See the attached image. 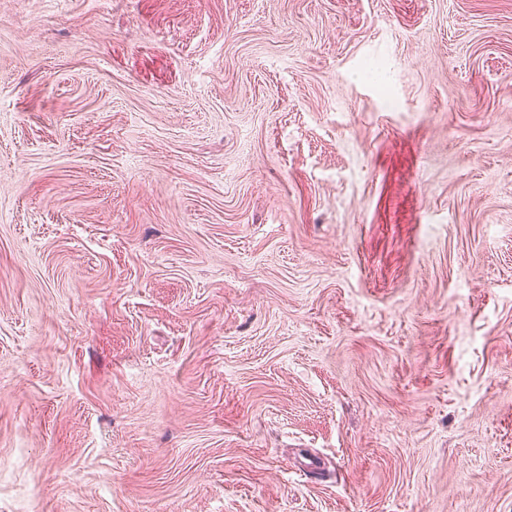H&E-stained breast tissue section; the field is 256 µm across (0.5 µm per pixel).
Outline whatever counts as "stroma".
<instances>
[{
  "mask_svg": "<svg viewBox=\"0 0 512 512\" xmlns=\"http://www.w3.org/2000/svg\"><path fill=\"white\" fill-rule=\"evenodd\" d=\"M0 512H512V0H0Z\"/></svg>",
  "mask_w": 512,
  "mask_h": 512,
  "instance_id": "1",
  "label": "stroma"
}]
</instances>
